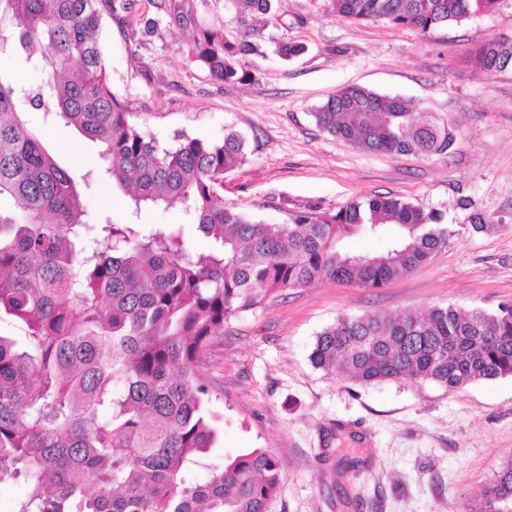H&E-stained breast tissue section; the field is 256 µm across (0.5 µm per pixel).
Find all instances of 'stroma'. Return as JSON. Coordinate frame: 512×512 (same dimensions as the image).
I'll use <instances>...</instances> for the list:
<instances>
[{"mask_svg": "<svg viewBox=\"0 0 512 512\" xmlns=\"http://www.w3.org/2000/svg\"><path fill=\"white\" fill-rule=\"evenodd\" d=\"M189 2L200 27L221 24L258 45L244 58L256 83L220 82L189 62L192 35L169 22L160 0L105 17L99 39L115 90L160 143L181 134L218 140L230 130L245 137L244 165L224 175L225 202L284 224L310 207L389 193L442 213L458 231L447 249L383 288L291 289L225 326L198 367L220 442L195 477L264 448L282 464L269 512H484L482 488L512 461V376L455 391L410 379L358 385L314 367L310 353L343 315L448 304L493 313L512 302V71L489 75L472 63L480 44L512 37V0L426 33L337 18L330 0H274L278 20L269 26L237 18L225 0ZM279 42L303 51L282 57ZM0 75L23 95L41 86L43 65L7 47ZM350 84L444 118L456 134L452 151L372 153L323 132L315 107ZM25 119L78 184L90 222L179 225L197 250L209 248L180 207L133 211L102 177L99 146L72 125L32 108Z\"/></svg>", "mask_w": 512, "mask_h": 512, "instance_id": "obj_1", "label": "stroma"}]
</instances>
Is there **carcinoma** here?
Returning a JSON list of instances; mask_svg holds the SVG:
<instances>
[{"instance_id":"1","label":"carcinoma","mask_w":512,"mask_h":512,"mask_svg":"<svg viewBox=\"0 0 512 512\" xmlns=\"http://www.w3.org/2000/svg\"><path fill=\"white\" fill-rule=\"evenodd\" d=\"M237 16L273 0H226ZM505 0H330L341 19L428 32L492 12ZM133 0H0V48L14 42L43 62L44 84L24 98L0 78V317L25 342L0 335V483L24 480L14 512H268L282 469L253 448L203 480L194 467L219 438L198 375L224 325L288 289L333 280L378 289L448 248L442 214L393 196L336 211L298 212L291 224L251 218L220 195L245 163L235 131L161 144L112 86L98 32L104 13ZM170 22L197 26L186 0H162ZM257 47L221 26L199 30L188 57L225 83L257 81L241 58ZM483 72L512 60V42L473 56ZM44 109L101 146L104 174L136 209L180 205L211 247L166 225L91 224L70 174L22 119ZM325 132L376 153L428 156L455 144L431 112L348 85L314 112ZM386 239L379 254L341 247ZM312 364L360 384L414 379L450 390L512 375V304L493 314L451 305L392 317L340 316L317 334ZM512 502V463L484 488Z\"/></svg>"}]
</instances>
